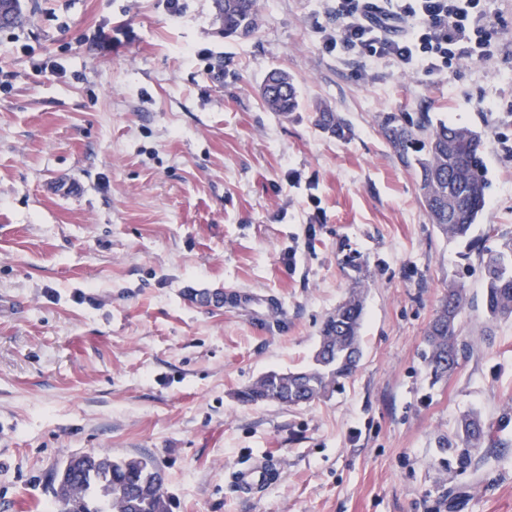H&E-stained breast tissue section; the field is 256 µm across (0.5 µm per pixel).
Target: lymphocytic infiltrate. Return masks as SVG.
<instances>
[{
	"mask_svg": "<svg viewBox=\"0 0 512 512\" xmlns=\"http://www.w3.org/2000/svg\"><path fill=\"white\" fill-rule=\"evenodd\" d=\"M483 0H335L331 47L366 53L399 69L440 73L449 60L482 62L495 48L483 29Z\"/></svg>",
	"mask_w": 512,
	"mask_h": 512,
	"instance_id": "1",
	"label": "lymphocytic infiltrate"
}]
</instances>
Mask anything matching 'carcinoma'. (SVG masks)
<instances>
[{
  "mask_svg": "<svg viewBox=\"0 0 512 512\" xmlns=\"http://www.w3.org/2000/svg\"><path fill=\"white\" fill-rule=\"evenodd\" d=\"M224 36L247 38L258 30V0H213ZM4 27L22 26L28 17L20 0H3ZM260 98L272 112L288 115L298 109L299 95L287 71L275 69L264 79ZM315 122L339 139L351 136L348 121L327 105L315 109ZM379 133L394 156L418 180L419 199L429 223L448 240L469 241L478 251L484 273V313L490 321L512 318V240L489 249L471 238L486 206L488 189L481 132L435 118L429 108L386 112ZM465 289H445L424 341L426 370L436 383L452 375L472 345L461 336ZM364 293L351 288L348 297L323 321L319 343L309 366L288 372L269 371L239 393L244 402L299 406L326 398L350 377L361 359L360 328ZM490 428L478 414L464 416L442 447L453 452L461 468L489 453L484 447ZM60 478L56 512H169L165 478L148 457L114 459L100 450L94 457L71 455Z\"/></svg>",
  "mask_w": 512,
  "mask_h": 512,
  "instance_id": "carcinoma-1",
  "label": "carcinoma"
}]
</instances>
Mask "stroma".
<instances>
[{
	"label": "stroma",
	"instance_id": "obj_1",
	"mask_svg": "<svg viewBox=\"0 0 512 512\" xmlns=\"http://www.w3.org/2000/svg\"><path fill=\"white\" fill-rule=\"evenodd\" d=\"M21 0L0 28V512H51L69 455L162 466L170 512H512V319L483 329L482 267L429 224L378 131L429 105L483 134L476 234L512 237V0H485L498 46L439 75L324 44L325 0H259L225 37L213 0ZM287 71L298 112L264 108ZM325 103L352 125L314 124ZM364 280L362 358L309 406L249 404L262 374L309 364L326 316ZM462 284L470 356L431 382L424 330ZM275 296L262 324L203 291ZM481 412L503 457L441 448ZM278 479L241 497L260 455Z\"/></svg>",
	"mask_w": 512,
	"mask_h": 512
}]
</instances>
